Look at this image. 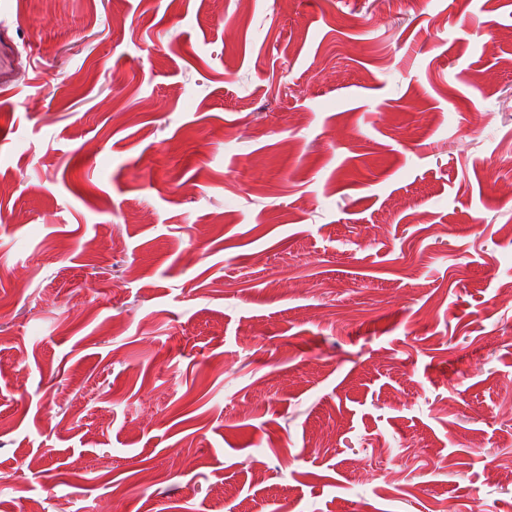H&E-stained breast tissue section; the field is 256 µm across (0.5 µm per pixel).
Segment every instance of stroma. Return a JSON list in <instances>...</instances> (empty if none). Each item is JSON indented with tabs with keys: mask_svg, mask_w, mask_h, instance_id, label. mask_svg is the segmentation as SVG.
I'll return each instance as SVG.
<instances>
[{
	"mask_svg": "<svg viewBox=\"0 0 512 512\" xmlns=\"http://www.w3.org/2000/svg\"><path fill=\"white\" fill-rule=\"evenodd\" d=\"M1 34L0 512H512V0Z\"/></svg>",
	"mask_w": 512,
	"mask_h": 512,
	"instance_id": "1",
	"label": "stroma"
}]
</instances>
